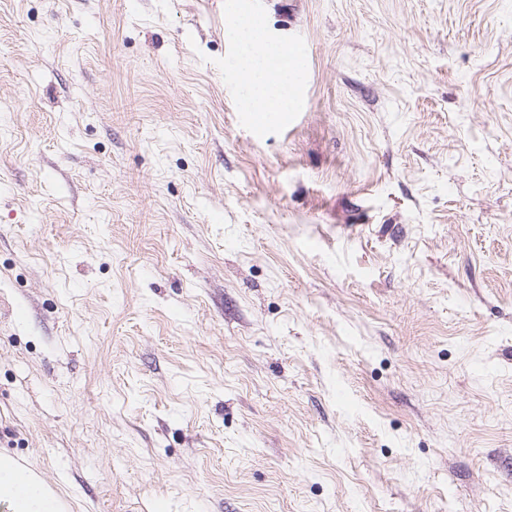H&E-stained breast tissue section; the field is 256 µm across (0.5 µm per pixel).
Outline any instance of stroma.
Wrapping results in <instances>:
<instances>
[{"label": "stroma", "instance_id": "obj_1", "mask_svg": "<svg viewBox=\"0 0 512 512\" xmlns=\"http://www.w3.org/2000/svg\"><path fill=\"white\" fill-rule=\"evenodd\" d=\"M0 0V449L66 512H512V0ZM225 36L239 46L238 69L243 76L248 112L266 122L288 112L289 88L300 78V69L288 65V49L269 43L265 30L247 20H238L225 30Z\"/></svg>", "mask_w": 512, "mask_h": 512}]
</instances>
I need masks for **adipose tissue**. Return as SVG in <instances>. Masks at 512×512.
Instances as JSON below:
<instances>
[{
	"label": "adipose tissue",
	"instance_id": "1",
	"mask_svg": "<svg viewBox=\"0 0 512 512\" xmlns=\"http://www.w3.org/2000/svg\"><path fill=\"white\" fill-rule=\"evenodd\" d=\"M226 37L239 46L238 69L244 79L245 105L264 122L287 111L289 88L297 83L300 70L289 65L287 48L269 43L264 29L254 22L238 20ZM9 512H63L55 491L46 487L27 467L10 454L0 452V502Z\"/></svg>",
	"mask_w": 512,
	"mask_h": 512
}]
</instances>
